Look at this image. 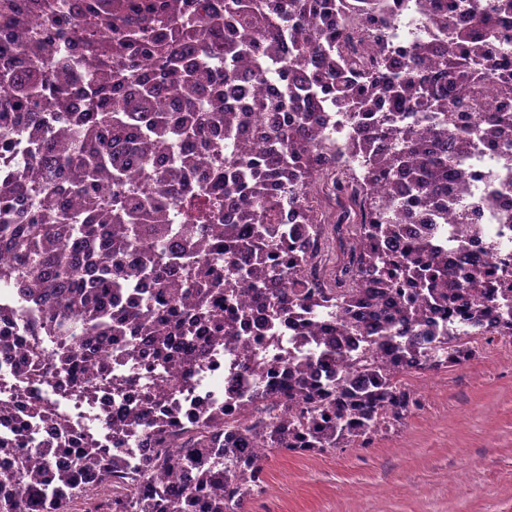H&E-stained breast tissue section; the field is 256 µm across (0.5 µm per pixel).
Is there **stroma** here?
<instances>
[{"label": "stroma", "instance_id": "stroma-1", "mask_svg": "<svg viewBox=\"0 0 512 512\" xmlns=\"http://www.w3.org/2000/svg\"><path fill=\"white\" fill-rule=\"evenodd\" d=\"M421 406L371 447L268 451L245 512H512V348L404 375Z\"/></svg>", "mask_w": 512, "mask_h": 512}]
</instances>
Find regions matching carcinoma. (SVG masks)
Instances as JSON below:
<instances>
[{
	"label": "carcinoma",
	"instance_id": "1",
	"mask_svg": "<svg viewBox=\"0 0 512 512\" xmlns=\"http://www.w3.org/2000/svg\"><path fill=\"white\" fill-rule=\"evenodd\" d=\"M432 27L440 42H417L406 50L414 63L430 61L454 95L439 91L417 72L393 74L391 56L363 73L367 57L344 53L352 43L333 0H224L204 23L192 10L175 15L167 0H81L73 13L67 0H0V16L12 21L7 40L28 60L16 70L0 68V134L21 129L42 143L31 159L30 182L0 180V288L21 301L46 305V316L22 340L2 329L11 310L0 307V361L17 363L23 375L64 380L73 391L92 394L112 377V359L95 352L108 340L124 359L139 360L152 347L167 365L169 380L143 391L137 403L118 410L105 405L104 425L131 422L145 429L153 448L171 454L146 458L135 470L112 447H102L67 424L57 403L32 389L0 398V420L13 430L0 434V512H242L264 484L266 451L299 454L336 448H366L373 437L402 423L418 406L399 376L470 360L476 347L456 337L439 338L426 328L438 312L458 311L481 327L480 334L512 343V321L492 317V303L512 300V279L487 265H448L444 244L430 225L418 233L386 218L383 198L374 194L383 180L398 209L419 214L466 173L456 166L476 139L494 141L512 128V111L460 123L455 112L477 78L512 98V75L504 71L494 46L485 40L512 0H486L467 27L448 24V0H436ZM38 12L42 28L27 26ZM299 15L314 20L298 30ZM67 35L69 50L56 51ZM94 64L84 75L83 93L93 112H53L72 94L61 82L75 54ZM258 79L284 67L288 111L269 101L242 111L227 108L225 96L241 95L244 85L212 89L214 64L224 63V81L242 57ZM155 60L165 79L149 84L137 76L141 59ZM353 111L357 136L349 153L361 156L364 201L355 205L359 231L346 248L347 262L332 277L311 280L309 261L289 251L296 228L282 224L278 204L268 192L277 185L306 206L308 195L345 159L321 147L320 112L328 101ZM386 108L429 110L442 121L434 128V147L420 135L387 121L365 129V117ZM60 120L77 130L69 138L52 131ZM248 125L263 142L258 154L227 157L224 169L191 146L213 135L228 145ZM145 159L143 185L131 187L126 169ZM61 172L66 196L50 213L14 210L34 193L56 195L48 174ZM198 194L184 199L188 179ZM112 185L99 191L101 182ZM463 243L478 240L479 227L458 214ZM151 282L143 303L117 307L122 289L139 291ZM254 290L252 302L272 305L289 322L336 300L339 322L327 332L331 352L321 357L333 382L318 384L311 362L249 364L254 377L270 376L264 389L241 397L227 425L226 410L201 406L188 418L158 422L154 412L171 396L170 383L187 378L214 346L240 347L246 308L226 304L236 280ZM408 330L394 343L395 322ZM381 325L373 359L356 363L343 339L368 334ZM448 350L441 359L422 343ZM38 417L49 435H30L26 419Z\"/></svg>",
	"mask_w": 512,
	"mask_h": 512
}]
</instances>
